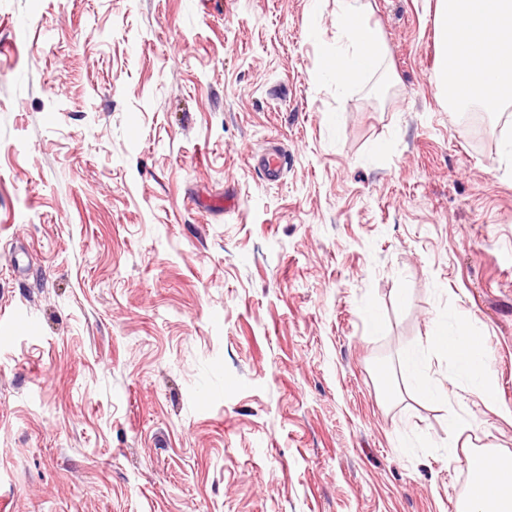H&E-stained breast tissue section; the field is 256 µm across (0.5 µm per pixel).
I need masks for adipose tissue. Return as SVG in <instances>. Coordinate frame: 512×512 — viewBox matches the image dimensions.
<instances>
[{
    "mask_svg": "<svg viewBox=\"0 0 512 512\" xmlns=\"http://www.w3.org/2000/svg\"><path fill=\"white\" fill-rule=\"evenodd\" d=\"M433 20L436 85L451 111L475 107L496 115L512 106V0H435ZM336 28L342 44L325 58L324 76L341 84L379 67L384 42L365 21L362 0H336ZM433 344L456 357L483 403L493 402L481 337L452 330ZM465 463L470 479L457 512H512V457L480 449L466 454Z\"/></svg>",
    "mask_w": 512,
    "mask_h": 512,
    "instance_id": "adipose-tissue-1",
    "label": "adipose tissue"
}]
</instances>
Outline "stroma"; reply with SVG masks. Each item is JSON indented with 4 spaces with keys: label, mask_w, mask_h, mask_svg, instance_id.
<instances>
[{
    "label": "stroma",
    "mask_w": 512,
    "mask_h": 512,
    "mask_svg": "<svg viewBox=\"0 0 512 512\" xmlns=\"http://www.w3.org/2000/svg\"><path fill=\"white\" fill-rule=\"evenodd\" d=\"M364 2L345 87L335 0H0V512H455L449 416L512 455V107L476 144ZM361 0H336V29L343 40L336 54H329L323 63V74L345 79L369 73L382 63L385 46L379 30L364 21ZM434 346L457 358L463 372L470 380L471 391L486 405L494 400L491 384V371L483 361L481 336H468L459 330H449L448 334L433 339ZM403 367L409 371L417 379V388L424 394L437 397L447 398L448 392L442 387L431 385L427 377L423 374L419 367L417 359L408 355L402 362Z\"/></svg>",
    "instance_id": "1"
}]
</instances>
